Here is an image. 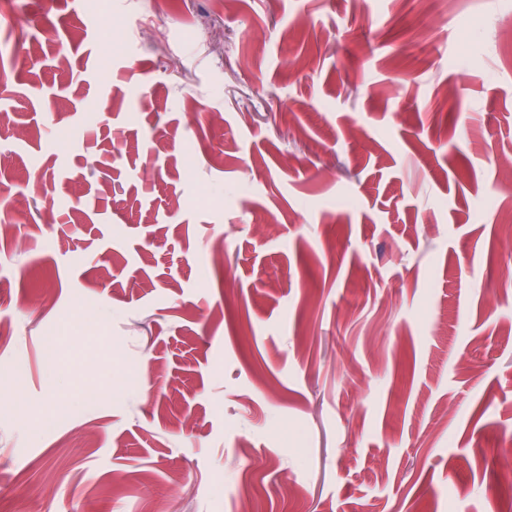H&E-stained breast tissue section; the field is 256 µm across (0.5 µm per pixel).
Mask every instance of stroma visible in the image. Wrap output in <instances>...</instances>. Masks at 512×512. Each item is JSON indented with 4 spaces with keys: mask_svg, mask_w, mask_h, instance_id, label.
<instances>
[{
    "mask_svg": "<svg viewBox=\"0 0 512 512\" xmlns=\"http://www.w3.org/2000/svg\"><path fill=\"white\" fill-rule=\"evenodd\" d=\"M493 153L512 0H0V512H499Z\"/></svg>",
    "mask_w": 512,
    "mask_h": 512,
    "instance_id": "1",
    "label": "stroma"
}]
</instances>
